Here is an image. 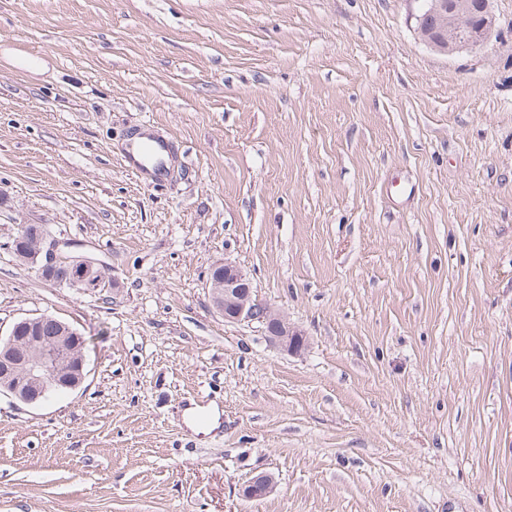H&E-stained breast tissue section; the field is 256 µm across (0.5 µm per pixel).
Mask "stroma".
<instances>
[{"label": "stroma", "mask_w": 512, "mask_h": 512, "mask_svg": "<svg viewBox=\"0 0 512 512\" xmlns=\"http://www.w3.org/2000/svg\"><path fill=\"white\" fill-rule=\"evenodd\" d=\"M417 8L0 0V336L52 314L87 370L0 395V512H512V0L451 56ZM148 121L162 187L122 162ZM24 224L105 287L45 282ZM226 259L300 354L213 307Z\"/></svg>", "instance_id": "35a3bbf8"}]
</instances>
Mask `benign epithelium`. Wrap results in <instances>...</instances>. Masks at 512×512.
<instances>
[{
    "instance_id": "obj_1",
    "label": "benign epithelium",
    "mask_w": 512,
    "mask_h": 512,
    "mask_svg": "<svg viewBox=\"0 0 512 512\" xmlns=\"http://www.w3.org/2000/svg\"><path fill=\"white\" fill-rule=\"evenodd\" d=\"M415 32L420 41L434 50L452 55L463 49L475 50L483 45L495 27L491 0H418ZM60 243L44 234L42 228L33 231V239L21 254L38 268L41 277L50 282L67 283L82 288H99L106 283L105 271L93 259L70 256L67 264H59L56 254ZM224 278L212 282L213 301L219 305L224 320L252 323L260 321L268 340L291 353L300 351L298 341L303 334L288 325L283 316L259 301L251 279L240 267L226 260L219 264ZM37 320L16 322L0 346V376L9 377L11 385L5 392L24 404L42 401L47 383L53 382L71 392L86 378L84 353H79L75 366L65 367L72 358L66 344L39 346L34 338ZM273 490V480L262 474L242 487L246 498L263 497Z\"/></svg>"
}]
</instances>
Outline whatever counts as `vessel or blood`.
Wrapping results in <instances>:
<instances>
[{
  "label": "vessel or blood",
  "instance_id": "1",
  "mask_svg": "<svg viewBox=\"0 0 512 512\" xmlns=\"http://www.w3.org/2000/svg\"><path fill=\"white\" fill-rule=\"evenodd\" d=\"M172 155V143L155 135L151 127L146 125L129 139L124 159L127 167L144 181L161 185L169 177Z\"/></svg>",
  "mask_w": 512,
  "mask_h": 512
}]
</instances>
